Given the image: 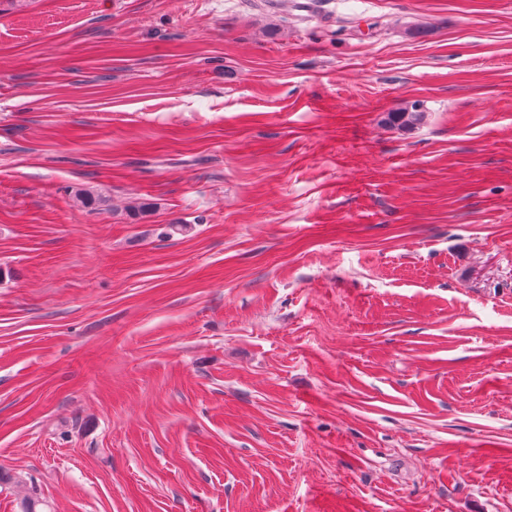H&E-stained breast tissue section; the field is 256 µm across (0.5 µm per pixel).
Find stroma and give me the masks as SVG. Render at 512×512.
<instances>
[{
	"label": "stroma",
	"instance_id": "1",
	"mask_svg": "<svg viewBox=\"0 0 512 512\" xmlns=\"http://www.w3.org/2000/svg\"><path fill=\"white\" fill-rule=\"evenodd\" d=\"M27 501L512 512V0H0ZM424 118L425 112L420 108V105L414 103L402 107L396 112H389L383 121L397 129L411 130L420 125Z\"/></svg>",
	"mask_w": 512,
	"mask_h": 512
}]
</instances>
